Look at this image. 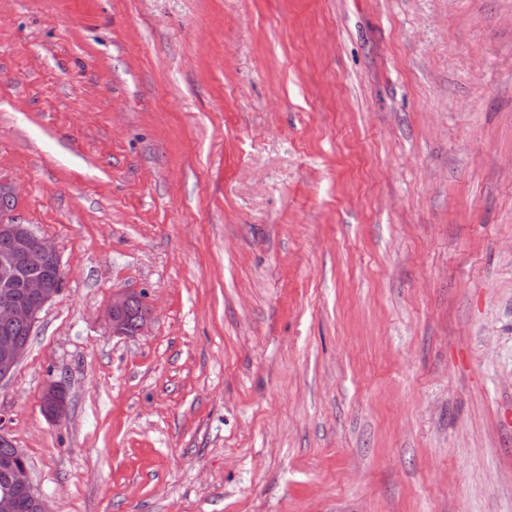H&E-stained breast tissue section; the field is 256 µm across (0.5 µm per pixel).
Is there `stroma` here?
I'll return each mask as SVG.
<instances>
[{
    "instance_id": "stroma-1",
    "label": "stroma",
    "mask_w": 512,
    "mask_h": 512,
    "mask_svg": "<svg viewBox=\"0 0 512 512\" xmlns=\"http://www.w3.org/2000/svg\"><path fill=\"white\" fill-rule=\"evenodd\" d=\"M0 181L51 512H512V0H0ZM5 216L0 214V250L6 246V239L11 246L0 252V322L22 323L32 331L46 305L59 292L51 287L46 275L30 272L52 267L57 277L63 278L60 258L53 242L37 236L29 225L9 222ZM17 284L23 288L24 302L16 297ZM135 297H140V294L127 290L112 294V301L105 311V320L112 331V335L128 336L130 335V330L133 332L135 324L141 317L142 301L146 303L145 310L141 320L137 324L134 334H143L147 331L153 319V309L143 298L140 300ZM126 308L128 323L125 317ZM41 408L45 418L52 423L61 422L68 412V395L65 386L58 381L49 382L43 389Z\"/></svg>"
}]
</instances>
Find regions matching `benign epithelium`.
<instances>
[{"mask_svg":"<svg viewBox=\"0 0 512 512\" xmlns=\"http://www.w3.org/2000/svg\"><path fill=\"white\" fill-rule=\"evenodd\" d=\"M0 236L10 240L11 246L0 251V322L22 323L32 329L48 303L58 290L51 287L43 271L53 268L57 277H63L58 251L53 242L36 235L27 224L8 221L0 214ZM138 296L132 291L112 294V301L105 311V320L112 335H130L125 312L131 300ZM28 351V343L9 336L0 338V365L15 368ZM41 408L45 418L62 421L68 412V395L65 386L48 383L42 392ZM28 493V512H49L45 499L37 495L30 477H24Z\"/></svg>","mask_w":512,"mask_h":512,"instance_id":"benign-epithelium-1","label":"benign epithelium"}]
</instances>
